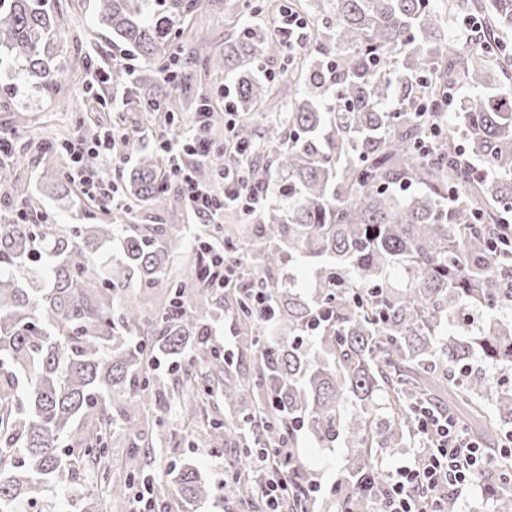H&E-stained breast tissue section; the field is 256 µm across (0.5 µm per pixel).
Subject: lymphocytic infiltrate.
<instances>
[{
	"label": "lymphocytic infiltrate",
	"instance_id": "obj_1",
	"mask_svg": "<svg viewBox=\"0 0 512 512\" xmlns=\"http://www.w3.org/2000/svg\"><path fill=\"white\" fill-rule=\"evenodd\" d=\"M208 94H201L200 105L179 136H156L153 146L168 161V174L179 184L180 192L194 216L209 224L222 223L226 208L234 207L247 215H255L264 200L263 187L254 182L249 167L221 171L222 195H214L209 182L198 175L200 165L208 162L214 146L207 135L212 114ZM126 134L112 129L90 141L69 145L71 165L68 179L84 198L104 201L113 208H129L117 182L87 178L84 159L94 154H109ZM197 275L204 288L217 292L230 286L240 287L251 303V312L263 325L271 324L272 290L261 273L244 274L243 261L227 257L224 247L202 240L197 245ZM416 433L425 443L414 457L395 470L376 476L368 472L357 480L359 490L377 500L379 512H442L441 504L450 493L461 494L475 478L492 465L478 442L464 433L448 414L437 407L423 404L415 414ZM293 451L287 445L264 451L251 462L256 488L264 499L267 512H282L281 502L289 490L285 464Z\"/></svg>",
	"mask_w": 512,
	"mask_h": 512
}]
</instances>
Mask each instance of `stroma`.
Returning a JSON list of instances; mask_svg holds the SVG:
<instances>
[{"instance_id":"1","label":"stroma","mask_w":512,"mask_h":512,"mask_svg":"<svg viewBox=\"0 0 512 512\" xmlns=\"http://www.w3.org/2000/svg\"><path fill=\"white\" fill-rule=\"evenodd\" d=\"M50 6L62 23V55L67 72L57 95L44 96L27 80L0 74V130L23 126L28 140H38L46 125H53L67 133L77 131L91 135L93 131L122 121L124 127H145L147 120L140 111L133 95L124 91L122 79L113 77L106 83H92L94 71H112L118 60H126L135 72L150 77L149 65L142 56L112 41L104 33L92 9L90 0H49ZM309 0H214L210 11L203 16L187 19L177 31L185 45L203 39L207 49L215 57H223L225 43L237 40L243 27L250 25L264 33L275 34V22L283 7H290L301 16H309ZM317 42V27L309 25L302 48L294 54L274 57L258 52L246 63L253 72L268 71V94L260 108L262 115H272L285 99L289 82L303 83L305 65L312 47ZM189 83L182 92L198 97L208 91L214 112L216 133L224 131V89L230 84L223 70L204 69L201 65H187ZM40 212L56 224H145L150 216H160L162 223L188 225L195 218L186 211H169L161 202L134 204L131 211L115 210L104 214L94 203L84 198L63 204L55 195L42 197ZM150 421H162L164 434L155 439L150 449L148 472L152 481L165 480L168 470L183 460H192L201 477L221 488L217 498L199 503L194 512H245L237 489L225 484L224 468L238 462L239 456L233 445H217L212 428L186 426L172 410H157L149 405L143 410ZM297 455L310 473L322 485L318 497L321 512H333L335 487L344 475V463L348 454L344 446L320 447L304 433L297 436Z\"/></svg>"}]
</instances>
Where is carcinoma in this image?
Segmentation results:
<instances>
[{
	"label": "carcinoma",
	"mask_w": 512,
	"mask_h": 512,
	"mask_svg": "<svg viewBox=\"0 0 512 512\" xmlns=\"http://www.w3.org/2000/svg\"><path fill=\"white\" fill-rule=\"evenodd\" d=\"M97 0L99 25L149 63L182 56L173 29L180 19L205 12L213 0ZM315 16L322 37L336 52L311 55L306 87L278 113L268 141L277 144L275 198L265 202L251 235L236 224H219L231 251L261 260L269 270L282 261L313 262V282L300 289L272 285L275 319L291 340L266 343L247 299L226 292L240 328L237 342L252 351L257 380L224 375V406L233 409L257 386L275 397L261 399L224 423V436L252 454L246 430L253 426L276 444L293 441L290 422L319 443L349 450L340 512H372L353 485L378 469V455L413 436L415 403L448 397V412L479 439L498 440L512 425V380L493 368L512 370V258L488 247L509 235L494 212L512 205V0H334ZM468 11L485 22L491 51L458 54L446 74L437 58L448 46V22ZM60 23L48 0H0V71L19 69L36 88L53 94L66 71ZM282 51L279 38L255 28L224 46V67L234 73L238 108L254 110L267 89L241 62L253 51ZM335 62L333 84L326 81ZM499 68L507 83L487 89L486 74ZM432 75L423 86L417 78ZM478 89L457 107L456 127L440 153L418 151L423 120L411 103L439 102L448 85ZM344 107H326L328 97ZM483 162L480 178L463 156ZM27 151L0 165V512H24L45 492L59 490L55 512H114L134 486L148 455L141 424L124 410L126 400L171 398L158 388L155 357L184 362L209 346V317L223 310L196 274L173 270L175 224H18L14 200L35 210L36 198L14 178ZM166 162L141 152L121 177L124 192L139 202L164 199ZM418 184L405 197L393 186ZM458 188L454 201L448 189ZM116 247L117 256L102 250ZM167 288L173 299L194 292L202 307L165 305L146 316L130 299L132 283ZM313 333L308 355L298 338ZM197 375L187 367L177 401L180 417L193 421L204 400ZM120 430L131 445L129 482H112L105 440ZM294 488L286 512H314L301 477L304 462L289 461ZM90 472L100 489L79 491L73 482ZM512 457L486 480L496 512H512ZM175 490L187 504L210 497L214 486L190 461L167 473L160 494Z\"/></svg>",
	"instance_id": "cac0c4a2"
}]
</instances>
